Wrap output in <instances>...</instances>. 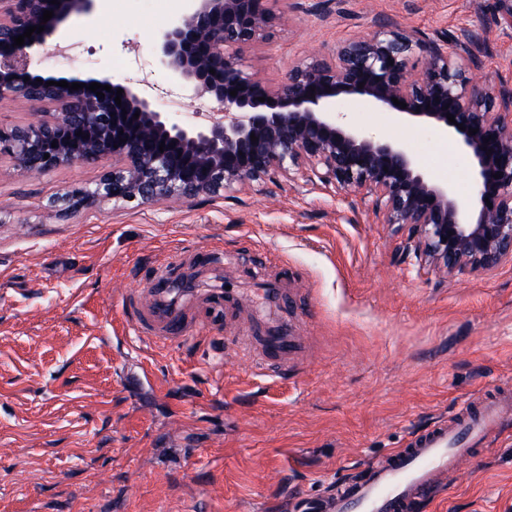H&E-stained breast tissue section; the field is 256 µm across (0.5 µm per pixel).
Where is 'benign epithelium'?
<instances>
[{"instance_id": "7a95c632", "label": "benign epithelium", "mask_w": 512, "mask_h": 512, "mask_svg": "<svg viewBox=\"0 0 512 512\" xmlns=\"http://www.w3.org/2000/svg\"><path fill=\"white\" fill-rule=\"evenodd\" d=\"M94 2L0 0V101L21 97L32 106L27 126L0 128V155L32 177L112 160V170L95 187L66 193L72 206L101 198L148 203L211 196L304 164L313 184L366 190L383 223L408 228L411 247L425 265L452 274L512 262V83H485L482 51L469 35L426 38L387 23L269 83L229 52L266 38L275 20L268 0H196L152 43L170 80L192 85L198 98L219 105L201 122L181 121L139 87L110 76L64 78L32 69L33 55L49 44L60 50L63 25L92 13ZM46 10L53 17L44 24ZM41 24L44 31L14 45L15 37ZM417 51L426 59L419 71L409 67ZM462 56L470 62L467 69L458 65ZM62 80L84 87L46 85ZM93 82L111 91L101 99L89 90ZM348 97L365 110L389 114L396 124L424 122L455 140L470 159L468 195L436 183L401 142L376 139L344 121L339 104ZM395 98L407 107L394 104ZM471 128L477 133L469 134ZM252 134L258 141H251Z\"/></svg>"}]
</instances>
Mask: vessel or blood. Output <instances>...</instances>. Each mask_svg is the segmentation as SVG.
<instances>
[{
    "mask_svg": "<svg viewBox=\"0 0 512 512\" xmlns=\"http://www.w3.org/2000/svg\"><path fill=\"white\" fill-rule=\"evenodd\" d=\"M174 265L156 268L150 288L128 296L132 330L147 344L174 346L196 340L200 312L223 310L232 316L240 307L236 293L221 288L195 291L182 287ZM309 346L288 319L253 315L245 334L228 337L227 350L241 369L284 377L303 364ZM512 415V394L491 390L485 401L466 406L448 420L398 448L369 460L359 478L345 481L329 496L298 497L290 512H415L418 503L436 497L442 479L470 464L479 445Z\"/></svg>",
    "mask_w": 512,
    "mask_h": 512,
    "instance_id": "1",
    "label": "vessel or blood"
}]
</instances>
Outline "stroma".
<instances>
[{"label": "stroma", "mask_w": 512, "mask_h": 512, "mask_svg": "<svg viewBox=\"0 0 512 512\" xmlns=\"http://www.w3.org/2000/svg\"><path fill=\"white\" fill-rule=\"evenodd\" d=\"M193 0H98L64 27L93 67L37 58L44 75H112L171 85L154 35ZM271 38L244 46L246 69L288 66L395 22L483 41L489 83L512 80V0H271ZM373 135L401 140L432 177L466 193L469 161L422 123L393 125L352 100ZM109 161L37 178L0 156V512H281L357 477L412 434L512 388V263L452 275L421 265L407 229L362 192L307 182L304 170L215 196L69 208ZM209 251L192 288L228 287L259 304V279L287 278L292 322L311 360L288 379L224 361L217 323L197 341L142 344L127 295L154 267ZM149 371L138 390L129 380ZM420 512H512V418Z\"/></svg>", "instance_id": "35a3bbf8"}]
</instances>
